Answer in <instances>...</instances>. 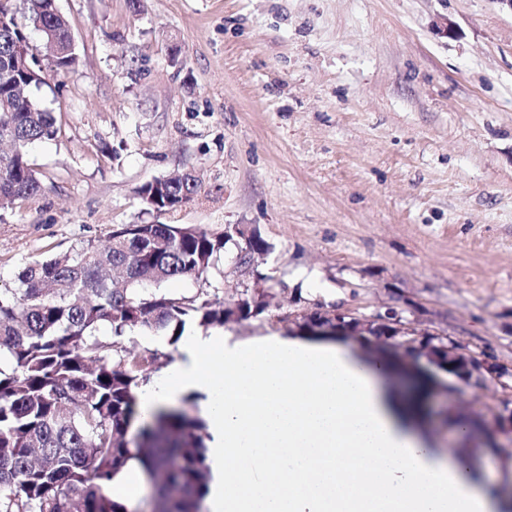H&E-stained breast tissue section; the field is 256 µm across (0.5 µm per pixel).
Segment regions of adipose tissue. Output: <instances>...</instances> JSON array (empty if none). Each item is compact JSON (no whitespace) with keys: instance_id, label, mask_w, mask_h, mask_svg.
Wrapping results in <instances>:
<instances>
[{"instance_id":"1","label":"adipose tissue","mask_w":512,"mask_h":512,"mask_svg":"<svg viewBox=\"0 0 512 512\" xmlns=\"http://www.w3.org/2000/svg\"><path fill=\"white\" fill-rule=\"evenodd\" d=\"M380 375L327 343L193 336L139 409L204 395L209 512H499L470 460L433 451Z\"/></svg>"}]
</instances>
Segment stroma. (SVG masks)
<instances>
[{"label": "stroma", "instance_id": "1", "mask_svg": "<svg viewBox=\"0 0 512 512\" xmlns=\"http://www.w3.org/2000/svg\"><path fill=\"white\" fill-rule=\"evenodd\" d=\"M56 5L79 64L35 93L58 132L28 151L39 192L0 208L1 287L123 224L236 225L269 251L238 266L236 236L205 278L162 286L232 301L261 282L269 307L225 324L229 342L303 338L313 311L392 310L500 367L438 406L488 421L512 408V12L496 0ZM185 171L199 193L147 211L137 186ZM124 342L157 352L155 380L182 356L159 333Z\"/></svg>", "mask_w": 512, "mask_h": 512}]
</instances>
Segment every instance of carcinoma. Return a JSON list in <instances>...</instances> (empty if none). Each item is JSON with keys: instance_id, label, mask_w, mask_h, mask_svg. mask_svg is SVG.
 I'll list each match as a JSON object with an SVG mask.
<instances>
[{"instance_id": "obj_1", "label": "carcinoma", "mask_w": 512, "mask_h": 512, "mask_svg": "<svg viewBox=\"0 0 512 512\" xmlns=\"http://www.w3.org/2000/svg\"><path fill=\"white\" fill-rule=\"evenodd\" d=\"M35 20L70 39L67 19L50 0H0L1 57L27 39ZM76 67L74 53L47 64L55 77ZM5 100L0 134L11 135L12 153L0 160L3 209L39 191L28 148L57 133L32 91L18 95L0 82ZM156 183L136 189L149 207L156 193L172 209L200 188L196 180ZM230 238L181 224H129L103 247L87 242L36 262L15 287L0 288V512H128L113 499L111 481L132 457L154 487L159 512H200L209 475L206 423L165 405L135 427V389L157 356L126 347L123 335L148 330L175 345L189 321L222 327L264 312L262 291L228 303L202 291H159L170 280L202 278ZM103 326L110 335L99 334Z\"/></svg>"}]
</instances>
